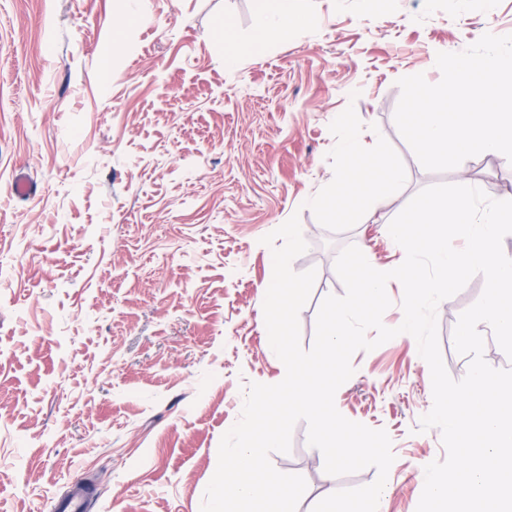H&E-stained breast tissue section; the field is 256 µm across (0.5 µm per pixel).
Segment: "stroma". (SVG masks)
Masks as SVG:
<instances>
[{
  "instance_id": "stroma-1",
  "label": "stroma",
  "mask_w": 512,
  "mask_h": 512,
  "mask_svg": "<svg viewBox=\"0 0 512 512\" xmlns=\"http://www.w3.org/2000/svg\"><path fill=\"white\" fill-rule=\"evenodd\" d=\"M0 0V512H52L71 481L92 483L86 512H201L222 435L250 383L284 365L264 328L273 276L262 244L298 216L308 245L291 264L317 272L299 314L311 349L322 301L345 287L339 252L379 271L404 256L381 231L418 192L479 167L490 198L512 196V162L477 155L426 170L400 135L399 78L438 83V52L512 34V0H297L306 24L254 45L256 0ZM230 27L250 52L224 65ZM378 166L385 141L402 174L375 222L303 207L336 190L351 130ZM35 191L11 196L18 172ZM475 275L437 309L451 378L454 345L481 296ZM336 392L347 419L390 437L382 512H416L427 464L444 460L416 340L397 336L351 358ZM298 421L280 472L305 478L297 512L371 484L375 468L331 476Z\"/></svg>"
}]
</instances>
